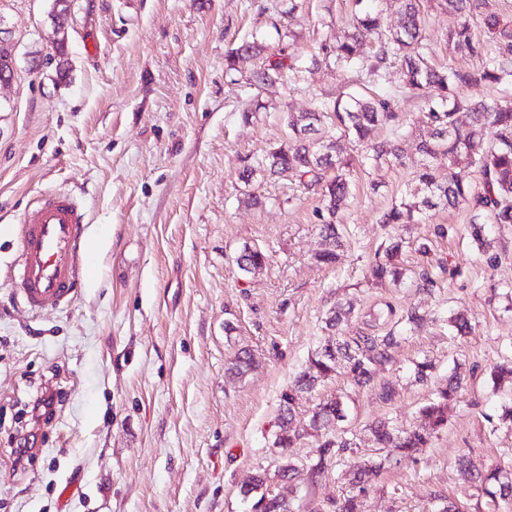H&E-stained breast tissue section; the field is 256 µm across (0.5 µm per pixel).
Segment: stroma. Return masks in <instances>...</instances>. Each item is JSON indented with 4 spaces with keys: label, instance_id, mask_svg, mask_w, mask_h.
<instances>
[{
    "label": "stroma",
    "instance_id": "obj_1",
    "mask_svg": "<svg viewBox=\"0 0 512 512\" xmlns=\"http://www.w3.org/2000/svg\"><path fill=\"white\" fill-rule=\"evenodd\" d=\"M53 5L0 0L14 58L0 82V512H255L240 487L258 466L274 467L281 395L339 301L353 306L349 335L393 329L389 304L428 317L400 337L372 386L338 375L296 398L300 427L320 401L344 398L354 446L316 483L272 490L296 512H333L351 489V462L378 456L369 424L420 425V408L457 369L467 387L447 427L427 448L392 457L362 510L441 512L452 500L478 512L472 473L512 464V428L497 420L504 394L491 379L512 358V228L492 227L483 253L465 230L467 208L429 211L401 232L398 261L411 277L373 286L365 271L387 238L378 217L413 187L412 136L403 164L356 171L333 266L313 259L317 191L260 172L250 185L239 179L286 138L288 113L359 84L325 68L286 73L274 95L244 88L225 72L228 50L254 35L276 51L291 32L307 58L351 25L352 0H69L60 30ZM423 10L432 63L472 65L443 40L448 13L433 0ZM246 188L260 204L245 202ZM52 193L80 203L97 247L83 253L74 298L32 313L11 278L17 228ZM247 244L269 255L248 278L236 264ZM425 270L434 287L422 288ZM459 311L472 326L465 337L449 333ZM243 349L256 367L226 376ZM425 357L435 370L421 383L413 363ZM47 379L60 391L51 420L21 422ZM25 435L34 455L17 468L11 451Z\"/></svg>",
    "mask_w": 512,
    "mask_h": 512
}]
</instances>
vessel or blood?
Segmentation results:
<instances>
[{
	"instance_id": "vessel-or-blood-1",
	"label": "vessel or blood",
	"mask_w": 512,
	"mask_h": 512,
	"mask_svg": "<svg viewBox=\"0 0 512 512\" xmlns=\"http://www.w3.org/2000/svg\"><path fill=\"white\" fill-rule=\"evenodd\" d=\"M86 229L80 206L61 194L42 199L22 225L13 277L31 310L54 309L71 300L81 277L78 259Z\"/></svg>"
}]
</instances>
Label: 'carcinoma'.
<instances>
[{
  "instance_id": "carcinoma-1",
  "label": "carcinoma",
  "mask_w": 512,
  "mask_h": 512,
  "mask_svg": "<svg viewBox=\"0 0 512 512\" xmlns=\"http://www.w3.org/2000/svg\"><path fill=\"white\" fill-rule=\"evenodd\" d=\"M398 22L395 28L383 31L381 12L361 11L352 26L336 36L335 41L322 44L312 54L308 68L315 70L333 65L340 71H355L374 82L384 79L395 60L400 62L402 88L425 101L424 110L413 121L418 128L416 151L421 156L415 171L416 189L394 202L380 216L387 228L419 224L426 212L436 208L467 207L472 213L469 233L478 248L488 245L485 228L488 224H512V103H487L462 94L465 89H480L506 83L512 79V22H502L495 15L485 19V35L493 45L491 52L481 54L480 36L471 20L480 13L485 0H434L448 12L452 24L444 35L448 50L455 54L479 55L472 67L438 69L430 64L429 38L421 18V0H393ZM256 60L255 66L240 79L250 86L275 87L284 71L295 70L296 57L282 49L267 52L264 42L256 36L246 39L227 54V72L238 71L241 59ZM288 138L274 147L257 166L248 165L242 182L252 181L256 171L275 176H288L304 189L319 191L321 206L317 210L320 234L326 247L314 254L325 265L336 263L338 251L344 247L340 212L351 193L352 172L367 161L403 164L404 150L399 144V113L394 100L385 93L368 96L349 94L333 103H323L309 112L287 116ZM389 129V135L377 139L371 132L377 127ZM355 143L357 155L346 151L347 143ZM440 157L448 159V169L434 165ZM464 157L479 176L474 186L459 179L453 166ZM401 242L390 239L386 259L369 266L366 279L375 284L398 283L406 270L394 263ZM268 261L264 250L245 245L237 257L242 275L248 277L261 271ZM397 343L392 333L386 336H336L325 338L304 370L297 373L288 391L281 396L280 415L275 444L281 448L274 471L259 468L251 488L240 490L248 497L260 493L255 507L260 512H293L289 499L269 493L276 479H298L304 472L319 476L327 462L351 447L346 435L329 437L321 430L346 421L347 407L337 398L316 405L309 421L310 435L316 437L318 461L310 466L288 455V449L304 437L293 427V402L299 393L313 391L317 384L342 371L358 387H368L377 369L391 362V348ZM255 363L253 355L238 354L227 371L242 376ZM465 391L460 374L448 378V385L437 389L433 401L421 410L426 424L422 428L399 429L386 421L370 425L375 447L387 455H410L428 444L432 434L448 421V405ZM384 469L382 461H367L357 466L353 483L358 487L336 501V512H362L361 496L378 479ZM478 491L485 498L489 512H497L499 503L512 501V480L505 479L499 467L479 476Z\"/></svg>"
}]
</instances>
